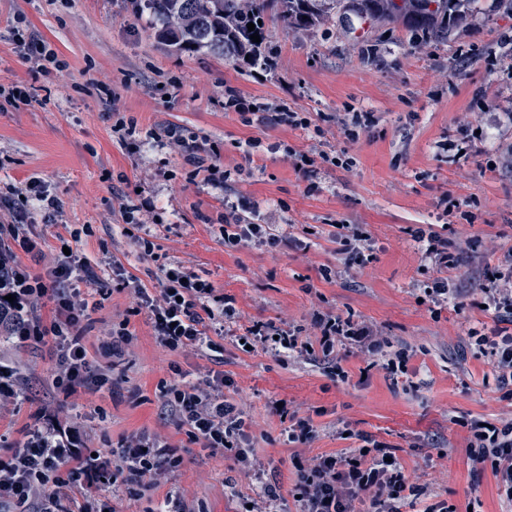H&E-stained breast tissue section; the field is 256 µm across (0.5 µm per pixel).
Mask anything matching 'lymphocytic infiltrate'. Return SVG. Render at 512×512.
Here are the masks:
<instances>
[{
	"mask_svg": "<svg viewBox=\"0 0 512 512\" xmlns=\"http://www.w3.org/2000/svg\"><path fill=\"white\" fill-rule=\"evenodd\" d=\"M257 207L243 199L230 204L220 232L226 244L246 247L254 243L279 247L284 241L277 225L254 221ZM414 237L424 244V255L438 272L428 288L436 301L451 296L444 273L454 268L448 242L425 230ZM0 327L11 336L36 342L52 339L57 350L55 383L74 393L91 386L102 387L103 375L93 374L83 342V323L89 316L85 292L75 288L76 280L94 281L87 262L70 254L50 268L46 279L31 277L21 267L19 253L38 251L39 244L27 236L20 225L0 224ZM135 310H147L155 336L164 347L177 351L214 349L209 332L234 320L237 312L231 297H216L212 283L182 268L162 267L158 293H149L133 281H125ZM54 304L50 324L38 314L42 298ZM317 336L325 354L349 344L371 357L380 358L382 367L396 373L405 363L404 353L387 354L376 328L353 316L314 313L309 328L283 330L274 322H256L244 330L245 344L261 347L279 356H293L309 348V336ZM481 355L490 357L497 370L500 387H512V332L502 329L497 335L477 340ZM160 397L165 407L189 435L205 447L230 449L242 465L263 475L264 463L249 449L243 432V412L224 396V377L216 374L195 382L185 381L163 387ZM469 456L478 464H490L498 488L512 503V421L502 426L481 423L473 428ZM174 448L162 440L133 436L106 457H92L82 448V435L74 427H62L54 412L34 414L30 436L24 448L11 459L0 460V512H68L62 505L60 488L69 477L97 484L99 490L116 493L120 481L138 485L154 483L169 468L177 465ZM295 491L299 512H355V502L369 506L368 512H401L408 498H420L423 489L412 481L388 446L374 444L343 456L329 454L313 458L299 467Z\"/></svg>",
	"mask_w": 512,
	"mask_h": 512,
	"instance_id": "lymphocytic-infiltrate-1",
	"label": "lymphocytic infiltrate"
}]
</instances>
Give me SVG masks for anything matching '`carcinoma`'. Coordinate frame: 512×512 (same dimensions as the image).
Returning a JSON list of instances; mask_svg holds the SVG:
<instances>
[{
    "mask_svg": "<svg viewBox=\"0 0 512 512\" xmlns=\"http://www.w3.org/2000/svg\"><path fill=\"white\" fill-rule=\"evenodd\" d=\"M462 0H143L159 24V41L178 52L203 53L238 61H259L247 24H255L260 42L267 40V14L290 28L308 30L334 16L370 24L399 21L416 40L444 33Z\"/></svg>",
    "mask_w": 512,
    "mask_h": 512,
    "instance_id": "carcinoma-1",
    "label": "carcinoma"
}]
</instances>
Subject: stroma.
I'll use <instances>...</instances> for the list:
<instances>
[{
	"label": "stroma",
	"mask_w": 512,
	"mask_h": 512,
	"mask_svg": "<svg viewBox=\"0 0 512 512\" xmlns=\"http://www.w3.org/2000/svg\"><path fill=\"white\" fill-rule=\"evenodd\" d=\"M462 12L448 36L422 47L395 22L350 30L333 19L298 32L272 14L261 54L275 64L266 69L170 51L128 0H0V84L32 87L37 97L0 109V188L37 180L62 204L51 217L34 213L27 231L41 252L20 261L42 277L70 251L102 280L84 343L108 378L69 397L53 384L51 344H0V357L18 369L15 398L0 405V458L23 448L33 414L46 408L77 424L92 452L110 453L132 435L177 448L179 466L152 487L119 488L115 512H156L174 492L204 512H244L258 490L253 474L233 451L190 440L160 399L161 383L179 373L194 380L219 372L267 479L281 487L282 512L298 508L296 461L361 447L365 435L393 448L429 501H446L452 512H512L490 467L467 451L475 421L512 420V397L473 339L497 332L482 288L512 262V168L500 164L512 148V123L503 118L512 113V12L500 0H465ZM17 29L47 43L65 68L43 71L25 60ZM229 88L246 106L276 102L307 124H247L225 111ZM116 112L135 119L138 153L113 137ZM348 112L375 121L350 140L336 124ZM170 124L230 171L225 184L207 182L179 151L151 139ZM251 139L260 145L249 151ZM314 150L327 161L299 170L295 154ZM348 157L349 169L341 164ZM242 196L256 203L261 222L278 224L287 247L225 246V205ZM445 197L455 202L448 214ZM145 200L157 223L150 257L136 242L141 228L125 216ZM339 224L369 236L374 250L365 265L327 281L321 266L342 264ZM419 228L448 240L453 302L434 304L425 292L437 272L413 236ZM169 264L234 297L245 325L306 327L317 311L355 315L391 350H406L405 370L390 375L348 346L332 358L316 347L284 359L225 334L215 336L213 352L169 350L148 313L131 312L122 286L133 277L157 293L159 268ZM122 325L131 334L125 356H102ZM336 362L342 375L328 371ZM297 417L310 420L316 436L290 445Z\"/></svg>",
	"instance_id": "1"
}]
</instances>
